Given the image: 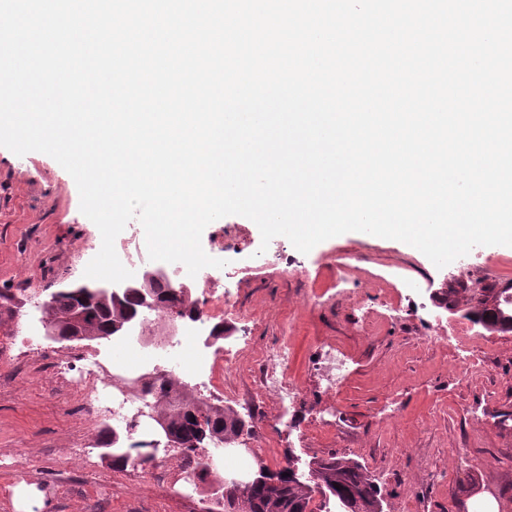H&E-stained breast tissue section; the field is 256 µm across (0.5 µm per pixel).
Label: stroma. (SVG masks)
<instances>
[{"mask_svg":"<svg viewBox=\"0 0 512 512\" xmlns=\"http://www.w3.org/2000/svg\"><path fill=\"white\" fill-rule=\"evenodd\" d=\"M101 239L80 210L74 179L51 156H18L0 147V289L13 297L46 298L84 280ZM280 259L261 255L257 225L240 215L210 223L202 247L234 248L232 300L224 347L247 337L225 385L249 393L260 351L288 339V378L300 396L287 424L268 393L254 411L253 456L278 469L294 458L307 475L312 458L329 454L359 461L380 486L391 512H468L489 493L498 512H512V333L475 327L465 309L446 310L435 292L451 287L444 270L404 242L348 232L297 251L281 239ZM475 276L512 288V247L473 249ZM350 265L347 298L337 301L335 265ZM426 286L425 312L409 305L402 279ZM37 317L22 308L0 319V512H17L14 489L30 486L38 512H206L210 489L179 478L183 456L158 448L159 467L118 468L94 455L103 426L58 375L70 342L26 336ZM333 349L348 374L326 390L316 370ZM471 364L469 377L460 368ZM333 404L336 419L319 413Z\"/></svg>","mask_w":512,"mask_h":512,"instance_id":"obj_1","label":"stroma"}]
</instances>
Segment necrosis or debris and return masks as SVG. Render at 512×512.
I'll list each match as a JSON object with an SVG mask.
<instances>
[{"instance_id":"obj_1","label":"necrosis or debris","mask_w":512,"mask_h":512,"mask_svg":"<svg viewBox=\"0 0 512 512\" xmlns=\"http://www.w3.org/2000/svg\"><path fill=\"white\" fill-rule=\"evenodd\" d=\"M115 250L123 265L133 273L171 271L178 279H192L198 292L195 313L182 328L156 332L155 327L164 316V305L157 301L143 313L147 331L132 329L113 338L110 351L88 347L70 353L62 361V373L69 375L92 416H103L121 424L155 405L156 395L146 391L143 378L172 379L190 374L223 385L224 367L207 357L202 337L214 322L235 314L236 308L214 288V268H203L192 277L181 264L149 260L145 241L137 234L116 243ZM121 351L129 353V360L118 359ZM290 358L291 349L284 341L262 354L253 371L252 401H259L270 391L277 394L281 406L295 400L297 388L288 379Z\"/></svg>"}]
</instances>
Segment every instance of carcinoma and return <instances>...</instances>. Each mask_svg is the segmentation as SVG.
Here are the masks:
<instances>
[{"instance_id":"carcinoma-1","label":"carcinoma","mask_w":512,"mask_h":512,"mask_svg":"<svg viewBox=\"0 0 512 512\" xmlns=\"http://www.w3.org/2000/svg\"><path fill=\"white\" fill-rule=\"evenodd\" d=\"M160 299L169 309L178 306L183 311H192L191 297L183 292L175 293L169 288ZM440 300L450 310L460 305L467 307L468 317L490 333L512 332V293L506 288H442ZM78 310L82 311L78 323L82 341L115 336L143 312L134 296L117 303L104 293L87 304L77 296L62 294L43 314L66 326ZM164 399L162 392L158 417L165 419L181 440L194 480L210 486L221 484L223 477L212 471L208 458L198 449L214 442L234 444L241 435H251L252 426L246 425L245 419L231 407L214 408L194 402L172 406L164 403ZM103 448L112 452V464L128 465L130 449L122 443L109 437ZM310 466L307 481L301 480L291 464L276 471L266 466L258 469L249 488L250 512H308L311 493L315 491L334 498L340 512H383L382 491L359 462L331 454L313 458Z\"/></svg>"}]
</instances>
